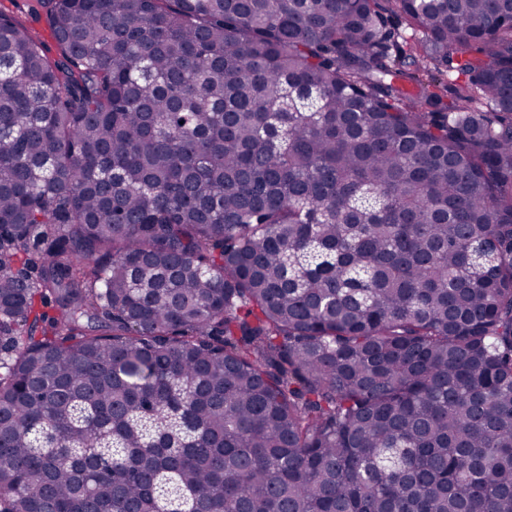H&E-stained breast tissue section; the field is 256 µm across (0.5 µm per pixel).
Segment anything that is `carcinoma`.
Returning <instances> with one entry per match:
<instances>
[{
  "mask_svg": "<svg viewBox=\"0 0 512 512\" xmlns=\"http://www.w3.org/2000/svg\"><path fill=\"white\" fill-rule=\"evenodd\" d=\"M48 3L54 59L0 11V512H512V0Z\"/></svg>",
  "mask_w": 512,
  "mask_h": 512,
  "instance_id": "1",
  "label": "carcinoma"
}]
</instances>
